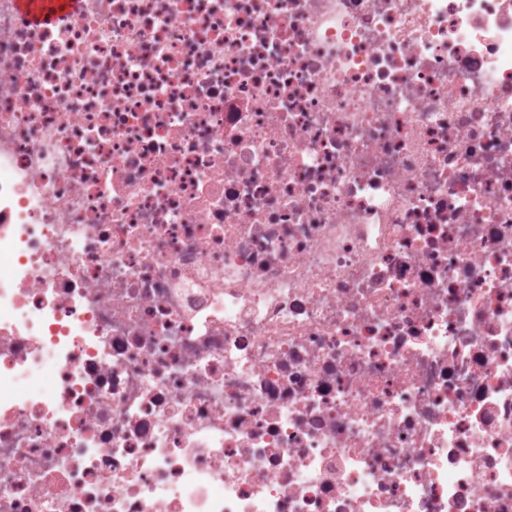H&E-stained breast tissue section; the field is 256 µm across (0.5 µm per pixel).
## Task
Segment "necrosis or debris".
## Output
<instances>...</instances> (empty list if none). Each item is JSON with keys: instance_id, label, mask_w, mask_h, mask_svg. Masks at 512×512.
<instances>
[{"instance_id": "obj_1", "label": "necrosis or debris", "mask_w": 512, "mask_h": 512, "mask_svg": "<svg viewBox=\"0 0 512 512\" xmlns=\"http://www.w3.org/2000/svg\"><path fill=\"white\" fill-rule=\"evenodd\" d=\"M0 512H512V0H0ZM76 4L77 0H17L21 15L34 25L47 24L57 13Z\"/></svg>"}]
</instances>
